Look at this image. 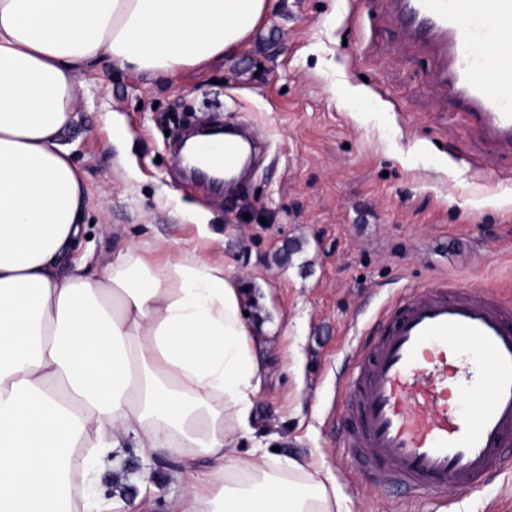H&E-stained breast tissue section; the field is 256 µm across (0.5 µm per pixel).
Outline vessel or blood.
I'll use <instances>...</instances> for the list:
<instances>
[{
	"mask_svg": "<svg viewBox=\"0 0 512 512\" xmlns=\"http://www.w3.org/2000/svg\"><path fill=\"white\" fill-rule=\"evenodd\" d=\"M435 54L436 85L472 129L512 152V0H392ZM240 134L213 163L234 169ZM345 442L374 481L415 492L480 489L512 464V305L443 281L410 290L374 326L346 387Z\"/></svg>",
	"mask_w": 512,
	"mask_h": 512,
	"instance_id": "1",
	"label": "vessel or blood"
}]
</instances>
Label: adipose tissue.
Wrapping results in <instances>:
<instances>
[{
  "mask_svg": "<svg viewBox=\"0 0 512 512\" xmlns=\"http://www.w3.org/2000/svg\"><path fill=\"white\" fill-rule=\"evenodd\" d=\"M271 0H0V512H101L97 465L127 439L210 470L168 512H340L267 449L238 456L262 385L223 258L136 244L60 277L87 190L57 136L102 55L150 76L222 57Z\"/></svg>",
  "mask_w": 512,
  "mask_h": 512,
  "instance_id": "ef3b65f1",
  "label": "adipose tissue"
}]
</instances>
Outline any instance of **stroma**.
<instances>
[{"label":"stroma","mask_w":512,"mask_h":512,"mask_svg":"<svg viewBox=\"0 0 512 512\" xmlns=\"http://www.w3.org/2000/svg\"><path fill=\"white\" fill-rule=\"evenodd\" d=\"M434 66L388 0H274L223 59L173 77L88 65L59 136L88 190L86 236L61 275L131 242L156 261L172 242L221 253L257 336L256 422L342 512H512V468L477 491L408 495L355 470L344 442L341 383L383 306L444 277L512 303V155L449 111ZM189 120L248 127L260 153L245 184L228 193L184 172ZM180 467L129 441L103 488L122 481L137 512H167Z\"/></svg>","instance_id":"35a3bbf8"}]
</instances>
